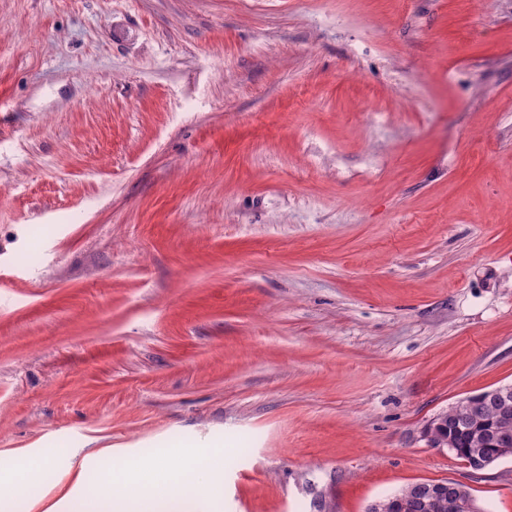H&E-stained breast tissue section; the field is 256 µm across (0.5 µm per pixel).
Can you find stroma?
Returning <instances> with one entry per match:
<instances>
[{"label": "stroma", "mask_w": 512, "mask_h": 512, "mask_svg": "<svg viewBox=\"0 0 512 512\" xmlns=\"http://www.w3.org/2000/svg\"><path fill=\"white\" fill-rule=\"evenodd\" d=\"M512 384V0H0V454H224L219 500L512 512L424 427ZM19 498L6 512H44ZM468 488L456 481H422L411 485L412 495L407 497L399 493L374 503L380 512H435L443 500L445 504L439 512H459L448 500H455L464 511H469L467 502Z\"/></svg>", "instance_id": "1"}]
</instances>
